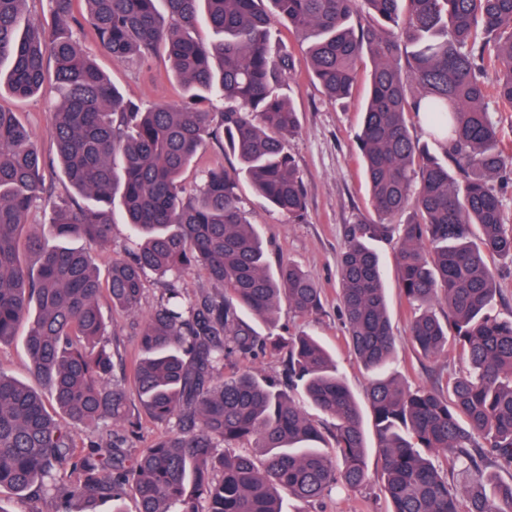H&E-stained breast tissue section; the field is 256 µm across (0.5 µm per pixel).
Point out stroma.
Returning a JSON list of instances; mask_svg holds the SVG:
<instances>
[{
	"label": "stroma",
	"mask_w": 512,
	"mask_h": 512,
	"mask_svg": "<svg viewBox=\"0 0 512 512\" xmlns=\"http://www.w3.org/2000/svg\"><path fill=\"white\" fill-rule=\"evenodd\" d=\"M74 38L82 51L94 59L126 97L146 107L180 101L179 86L166 77L168 60L165 55H157L149 63L141 65L129 59L113 58L89 33L78 30ZM272 46L274 50L290 54L299 70L298 75L284 85L282 93L301 119V131L289 140L288 149L307 190L308 215L304 223H289L287 216L269 207L245 179L239 182V206L263 238L271 262L299 264L316 278L324 291L323 308L318 314L296 318L287 307H280L277 333L285 336L299 329L313 332L332 351L346 384L361 400L365 397L369 376L345 343L337 291L343 228L355 216L367 211L368 187L356 139L366 89L364 85H357L353 96L342 103L328 100L305 72V43L283 20L274 22ZM0 106L17 112L31 131L45 160L42 174L46 194L57 196L65 193L66 185L51 137V125L59 107L57 96L46 89L30 98L18 100L4 92L0 94ZM397 246L393 237L375 244L384 267L390 320L396 337L398 358L395 368L408 385H428L438 376L458 372L459 365L450 358L424 356L414 347L408 332L411 311L399 286L395 260ZM170 284L189 299L218 292L207 273L200 268L187 270L172 281L151 273L144 280L143 310L155 307ZM99 305L108 322V334L116 359L131 362L139 353L132 317L113 311L108 294L100 295ZM365 439L368 454L364 487L354 491L340 486L315 503L291 502L292 512H387L388 503L381 491L380 460L373 432H366Z\"/></svg>",
	"instance_id": "stroma-1"
}]
</instances>
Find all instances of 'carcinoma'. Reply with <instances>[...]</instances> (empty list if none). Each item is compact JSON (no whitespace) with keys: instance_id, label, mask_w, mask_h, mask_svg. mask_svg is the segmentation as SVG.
<instances>
[{"instance_id":"obj_1","label":"carcinoma","mask_w":512,"mask_h":512,"mask_svg":"<svg viewBox=\"0 0 512 512\" xmlns=\"http://www.w3.org/2000/svg\"><path fill=\"white\" fill-rule=\"evenodd\" d=\"M26 2L0 0V63H8L0 85L33 96L54 62L62 108L53 138L74 193L53 202L51 230L86 248H46L34 227L27 245L39 267L22 263L18 234L41 199L44 160L16 113L0 109V344L28 323L36 383L0 371V488L50 495L55 512H97L107 499L123 512L128 496L138 512H288L287 498L310 503L339 483L365 484L364 411L328 350L304 331L285 338L256 329L283 301L300 317L319 312L323 294L294 263L270 270L238 205L243 175L292 223L307 216L287 149L300 119L276 91L295 62L271 51L274 12L307 41L308 72L329 99L348 98L362 73L368 85L357 140L369 215L344 226L339 300L347 345L370 373L366 403L388 512H512V482L496 476L512 474V320L494 311L500 289L490 265L512 260L501 202L512 156L496 118L512 112V0H163L164 14L156 0H49L57 23L49 32L23 21ZM360 13L366 22L356 27ZM201 23L221 39H195ZM86 25L117 59L166 51L182 101L145 109L124 97L72 39L69 28ZM413 116L441 154L410 133ZM209 136L239 167H209L190 191L183 175ZM117 202L135 247L112 261L107 291L113 308L137 317L142 355L130 374L139 406L173 424L136 454L102 438L78 443L81 427L135 433L90 255L112 243ZM395 233L413 344L464 364L431 387L407 386L393 368L372 242ZM190 267L221 285L222 298L188 300L168 288L140 314L147 273L177 277ZM267 351L288 356V387L251 372L221 376L226 358ZM310 407L334 420L329 436ZM241 442L262 449L264 461L229 452ZM440 455L461 484L436 467Z\"/></svg>"}]
</instances>
